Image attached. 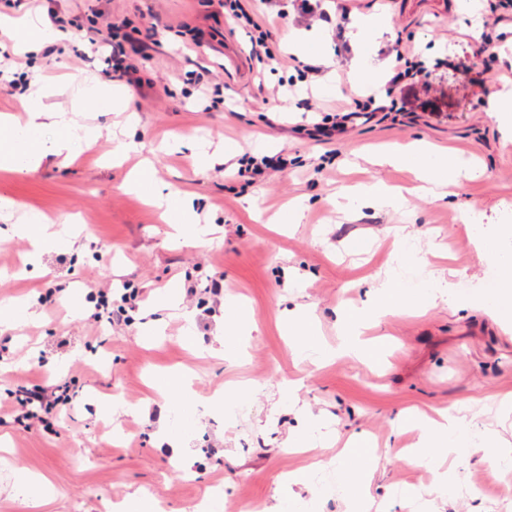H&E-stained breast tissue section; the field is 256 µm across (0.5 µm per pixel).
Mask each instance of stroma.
Returning <instances> with one entry per match:
<instances>
[{"mask_svg":"<svg viewBox=\"0 0 512 512\" xmlns=\"http://www.w3.org/2000/svg\"><path fill=\"white\" fill-rule=\"evenodd\" d=\"M489 2L473 0L466 11L460 0H347L349 18L373 14L388 26L375 43L359 46L339 29L341 15L326 0V19L292 16L274 30L268 46L284 57V67L261 75L250 61L247 29L213 0H44L39 18L56 5L85 26L36 60L50 70L47 103L56 111L75 112L77 87L101 73L102 61L91 56L100 25L95 11L155 24L158 40L141 67L146 88L114 83L126 112H76L80 128L93 129L96 138H75L71 162L0 170V196L16 202L0 216V306L23 299L39 314L0 331V399L36 384L65 382L74 393L47 426L30 428L0 413V512H119L134 492L158 512H191L209 493L221 497L223 512H275L291 492L296 512H347L331 460L354 434L369 442L366 484L374 508L411 512L399 490L430 486L434 471L407 464L406 450L418 436L399 429L401 414H431L469 399L486 404L478 421L494 432L496 447L512 448V414L495 410L512 393V327L499 325L489 308L440 305L388 315L365 333L385 351L373 365L347 357L317 365L300 360L295 337L283 330L288 312L307 307L315 341L332 347L341 334L337 309L374 304L383 276L399 291L412 274L427 282L426 270L396 261L402 235L413 254L447 245V257L435 265L455 271L456 291L468 299L504 276L473 243L474 224L491 233L512 217V118L489 109L492 95L512 91V9L499 21ZM182 25L204 31L202 47L182 46ZM291 30L316 36L318 52L288 49ZM398 40L408 56L433 67L410 92L411 113L359 119L330 140L307 135L325 110L364 91L355 76L359 62L386 78L395 63L387 48ZM438 58L448 66L434 67ZM298 61L322 71L291 96L278 79L293 77ZM205 70L215 104L202 112L190 79ZM131 139L143 144L141 155L121 158ZM420 140L475 160L482 178L444 198L410 196L400 209L336 207L337 196L362 182L414 185L413 169L368 157ZM228 142L238 146L229 161L221 154ZM202 144L215 153L204 171L195 164ZM282 150L288 170L248 187L235 179L240 157ZM144 157L161 195L194 194L209 242L175 239L159 209L125 190L128 171ZM296 202L304 207L300 223H274ZM30 213L55 220L70 244L35 252L15 232ZM354 238L367 240V248L351 250ZM127 283L144 297L128 322L94 321L91 296L105 285L121 294ZM58 288L67 301L47 314L41 300ZM174 288L178 308H157L156 297ZM238 303L250 313V328L238 357L228 360L215 347ZM175 373L186 374V389L157 391ZM234 388L240 412L228 422L214 401ZM165 432L188 448L190 464L162 444ZM317 462L324 466L323 490L287 489L288 472ZM445 465L458 468L462 481L431 502L432 512H512V470L491 472L481 450ZM21 472L48 479L43 505L16 495Z\"/></svg>","mask_w":512,"mask_h":512,"instance_id":"35a3bbf8","label":"stroma"}]
</instances>
